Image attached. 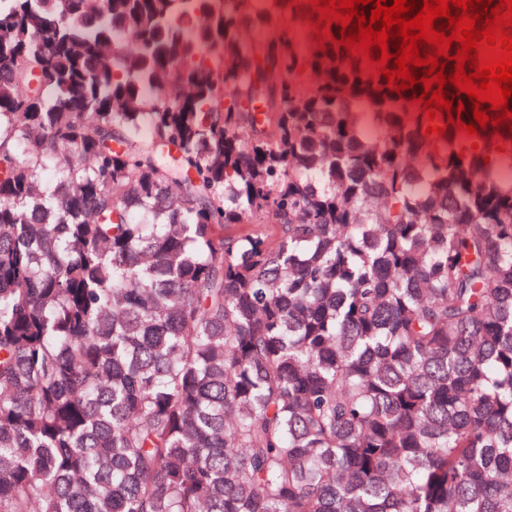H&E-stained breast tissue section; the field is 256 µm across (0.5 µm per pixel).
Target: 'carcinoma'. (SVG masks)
Instances as JSON below:
<instances>
[{
    "mask_svg": "<svg viewBox=\"0 0 512 512\" xmlns=\"http://www.w3.org/2000/svg\"><path fill=\"white\" fill-rule=\"evenodd\" d=\"M291 3L0 0V512H512V135Z\"/></svg>",
    "mask_w": 512,
    "mask_h": 512,
    "instance_id": "1",
    "label": "carcinoma"
}]
</instances>
